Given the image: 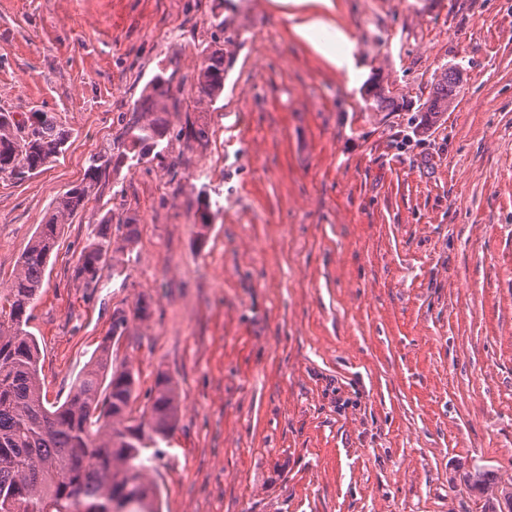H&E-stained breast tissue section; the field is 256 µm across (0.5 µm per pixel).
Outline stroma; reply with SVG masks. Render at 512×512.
Masks as SVG:
<instances>
[{"label":"stroma","instance_id":"35a3bbf8","mask_svg":"<svg viewBox=\"0 0 512 512\" xmlns=\"http://www.w3.org/2000/svg\"><path fill=\"white\" fill-rule=\"evenodd\" d=\"M335 3L353 76L275 0H0V110L68 133L42 172L0 177V288L89 159L124 149L151 77L190 79L212 13L241 35L196 112L208 145L107 171L29 323L62 401L113 310L150 302L112 358L137 406L160 369L182 395L147 451L161 512H481L467 472L512 479V0ZM446 67L456 101L415 136ZM377 73L411 108L369 107ZM110 210L137 241L87 288L77 259Z\"/></svg>","mask_w":512,"mask_h":512}]
</instances>
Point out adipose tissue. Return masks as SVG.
<instances>
[{"label": "adipose tissue", "mask_w": 512, "mask_h": 512, "mask_svg": "<svg viewBox=\"0 0 512 512\" xmlns=\"http://www.w3.org/2000/svg\"><path fill=\"white\" fill-rule=\"evenodd\" d=\"M303 8V18L294 25V32L301 40L310 43L327 61L339 69H352L353 59L348 35L332 25L327 15L334 8L333 0H291Z\"/></svg>", "instance_id": "obj_1"}]
</instances>
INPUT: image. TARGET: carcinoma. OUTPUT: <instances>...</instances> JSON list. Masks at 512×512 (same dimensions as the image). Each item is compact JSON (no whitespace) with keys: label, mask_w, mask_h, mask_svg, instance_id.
<instances>
[{"label":"carcinoma","mask_w":512,"mask_h":512,"mask_svg":"<svg viewBox=\"0 0 512 512\" xmlns=\"http://www.w3.org/2000/svg\"><path fill=\"white\" fill-rule=\"evenodd\" d=\"M211 44L189 84L173 85L174 74L160 70L145 85L127 122L130 151L106 150L89 160L83 177L56 200L51 215L37 231L17 265L9 285L0 289V512H160L158 490L148 474L145 451L175 429L181 396L172 376L160 370L142 412L135 416L139 378L126 363L112 361V347L130 336V319L123 309L112 312L108 336L74 382L66 399L47 400L39 366L38 342L28 331L31 310L64 225L83 211L109 168H120L129 153L138 158L162 156L172 139L205 146L209 127L185 118L171 135V113L183 99L209 105L224 94V47L238 40L224 16L215 14ZM461 84L455 67L442 69L422 104L420 130L437 123L454 103ZM369 106L377 112L408 107L383 79L365 85ZM66 131L54 116L34 112L16 119L0 112V176L33 175L63 152ZM131 217L104 214L80 251L75 273L84 287L97 286L102 263L112 259L120 272L124 253L136 241ZM466 481L482 501L481 512H512V480L474 467Z\"/></svg>","instance_id":"carcinoma-1"}]
</instances>
